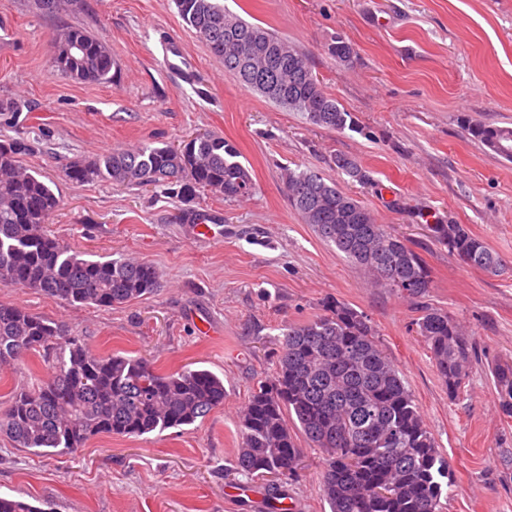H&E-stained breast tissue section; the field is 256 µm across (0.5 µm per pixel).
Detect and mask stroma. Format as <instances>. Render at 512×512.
<instances>
[{"label": "stroma", "mask_w": 512, "mask_h": 512, "mask_svg": "<svg viewBox=\"0 0 512 512\" xmlns=\"http://www.w3.org/2000/svg\"><path fill=\"white\" fill-rule=\"evenodd\" d=\"M308 54L326 93L358 131L311 124L248 91L180 17L174 0H75L57 14L34 0H0V99L35 103L0 112V134L33 145L23 166L60 199L51 234L86 255L151 263L159 289L112 307L73 306L21 288L0 301L45 317L101 353L143 357L164 371L208 369L224 378V404L203 422L140 437L106 434L66 456H37L0 432V496L54 512H329L318 477L323 455L300 439L297 477L271 492L227 473L239 448L237 416L272 376L288 326L328 301L363 312L402 371L447 460L444 512H512V417L490 370L512 357V161L471 139L462 118L512 127V0H224ZM86 28L112 51L114 81L57 72L51 40ZM351 43L343 63L328 46ZM222 134L240 153L254 193L229 200L198 189L75 183L67 167L118 149L181 144ZM358 160L361 185L334 155ZM315 169L406 239L433 283L408 299L372 286L290 206L285 169ZM221 216L223 235L193 234L190 214ZM432 224H462L501 258L499 272L461 263ZM447 312L474 350L452 399L417 332L424 308ZM45 372L37 356L0 367V414Z\"/></svg>", "instance_id": "1"}]
</instances>
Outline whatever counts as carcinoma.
<instances>
[{"label": "carcinoma", "mask_w": 512, "mask_h": 512, "mask_svg": "<svg viewBox=\"0 0 512 512\" xmlns=\"http://www.w3.org/2000/svg\"><path fill=\"white\" fill-rule=\"evenodd\" d=\"M179 15L246 89L306 114L334 130L355 128L351 113L327 95L307 56L259 24L232 14L219 0H175ZM83 52L77 54L73 47ZM53 66L80 82H110L107 46L84 28L65 26L52 43ZM329 53L342 62L353 48L337 36ZM463 130L512 161V128L462 120ZM32 150L23 137L0 135V287L41 292L70 305L111 307L153 293L151 264L126 257L84 258L48 233L60 205L54 191L22 166ZM336 170L359 183L369 175L354 158L334 157ZM75 182L177 186L184 195L207 188L227 198L253 194L255 184L235 147L218 133L189 148L143 145L75 162ZM290 205L324 240L335 244L374 282L415 299L432 285L431 270L407 241L375 223L361 203L311 169L286 170ZM433 237L462 263L489 272L501 260L461 224H432ZM418 333L438 376L456 398L465 387L473 347L448 314L428 309ZM43 351L48 376L16 394L0 430L37 455H68L102 433L140 437L182 429L224 405V379L207 369L160 372L119 353L97 354L56 323L0 303V365ZM499 404L512 417V361L493 369ZM323 453L320 487L330 512H443L448 462L428 429L398 367L382 350L364 313L339 301L288 327L274 376L254 387L238 416L241 446L232 472L276 487L302 463L295 431ZM0 512H39L0 496Z\"/></svg>", "instance_id": "1"}]
</instances>
